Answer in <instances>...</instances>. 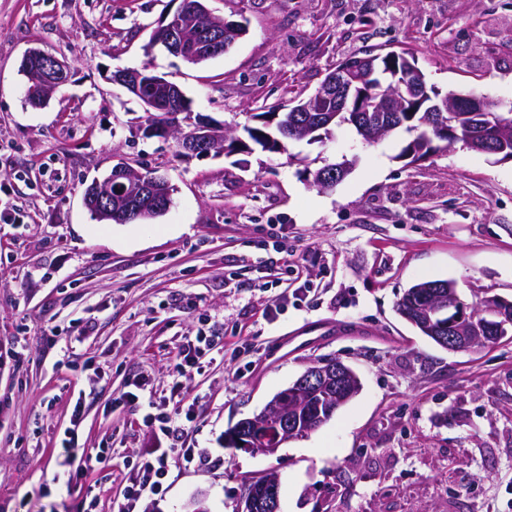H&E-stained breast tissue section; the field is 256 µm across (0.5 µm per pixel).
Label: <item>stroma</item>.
<instances>
[{"label":"stroma","mask_w":512,"mask_h":512,"mask_svg":"<svg viewBox=\"0 0 512 512\" xmlns=\"http://www.w3.org/2000/svg\"><path fill=\"white\" fill-rule=\"evenodd\" d=\"M179 0H0V512H106L139 457L169 440L119 404L142 383L179 385L206 460L169 459L168 489L141 512H238L245 481L280 480V512H512V342L451 352L396 311L414 284L450 280L466 306L512 300V160L462 144L410 165L396 133L368 144L349 127L277 152L183 156L146 137L141 105L112 71L150 65L193 117L230 126L312 95L365 50L414 55L441 90L512 107V0H208L248 31L190 65L152 31ZM33 47L66 58L68 83L41 109L20 70ZM356 159L329 190L307 175ZM165 174L163 215L94 219L82 191L120 161ZM87 334L63 356L51 331ZM221 350L174 378L187 340ZM24 353L17 365L6 352ZM336 359L359 394L271 456L224 444L314 363ZM84 397L79 442L112 450L79 489L52 484L59 439Z\"/></svg>","instance_id":"1"}]
</instances>
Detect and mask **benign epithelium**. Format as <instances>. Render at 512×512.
Wrapping results in <instances>:
<instances>
[{
	"mask_svg": "<svg viewBox=\"0 0 512 512\" xmlns=\"http://www.w3.org/2000/svg\"><path fill=\"white\" fill-rule=\"evenodd\" d=\"M212 17L204 0H199L192 13L179 7L167 16L153 31L151 45L164 43L176 55L188 60L208 58L215 42H192L186 39V33L197 27L203 20ZM387 65L386 73L390 79L381 86L377 97L366 95L365 87L376 73L380 63ZM21 69L29 79L28 94L40 106L48 103L53 92L67 83L70 67L67 62L48 55L38 48L29 49L23 56ZM111 80L124 87L137 98L142 97V74L135 70H118ZM154 83L159 87L160 95L167 100L181 97V89L158 75ZM424 109L426 112H472L480 113L488 109V101L471 94H461L454 90L443 96H433L425 77L419 72L412 59L404 53L389 52L383 56L370 55L354 57L338 67L321 83L316 92L307 100L288 107L290 112H318L320 120L306 126L305 132L311 134L328 126L340 112H362L374 115L371 123L363 126L361 132L364 141L376 138L381 131L384 112H406L408 105ZM181 144L189 151L211 152L213 149L224 151V131L208 123L195 125ZM352 170L348 160L319 169L308 174V181L322 189H329L342 181ZM171 196L170 183L165 176L154 172L143 173L124 160L114 167L103 179L89 184L84 194L85 205L96 216L105 221L112 220V208H120L126 214L143 211L141 201L145 198L155 203L153 212L157 215L168 208ZM448 298V309L454 313L453 321L469 325L467 335H444L435 325L431 315L422 311H411L405 319L424 335L431 338L442 348L458 352L470 349L487 338L501 341L512 340V301L500 296L484 299L485 304L498 312V321L488 323L477 318L473 312L458 299L454 284H421L406 293L410 300L414 296ZM360 380L355 372L338 360L321 361L309 367L287 390L278 394L263 411L252 418L240 420L224 433V444L236 448L242 446L253 454L272 455L295 434H305L322 425V422L308 416L279 419L275 416L280 409L288 406V397L301 393L325 392L339 408L358 393ZM241 512H280L279 480L271 478L257 492L245 485Z\"/></svg>",
	"mask_w": 512,
	"mask_h": 512,
	"instance_id": "obj_1",
	"label": "benign epithelium"
}]
</instances>
